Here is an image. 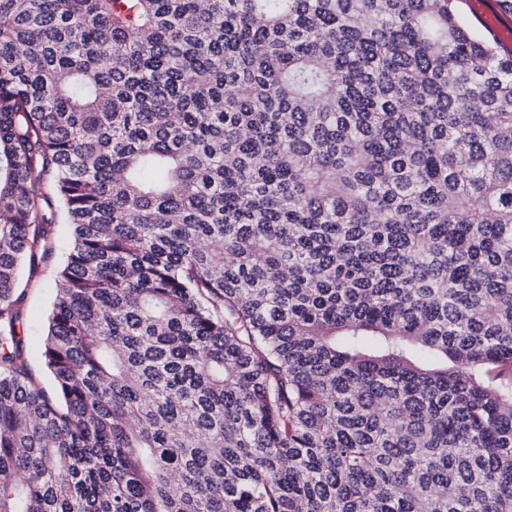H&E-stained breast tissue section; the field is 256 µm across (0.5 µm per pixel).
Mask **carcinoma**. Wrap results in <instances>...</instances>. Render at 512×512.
<instances>
[{
  "label": "carcinoma",
  "mask_w": 512,
  "mask_h": 512,
  "mask_svg": "<svg viewBox=\"0 0 512 512\" xmlns=\"http://www.w3.org/2000/svg\"><path fill=\"white\" fill-rule=\"evenodd\" d=\"M459 2L0 0V512H512V54ZM53 267L41 269L31 280L21 302L23 317L20 329L29 351L30 368L36 381L47 392H52V383L45 372L42 361L43 343L47 329V319L54 298Z\"/></svg>",
  "instance_id": "obj_1"
}]
</instances>
